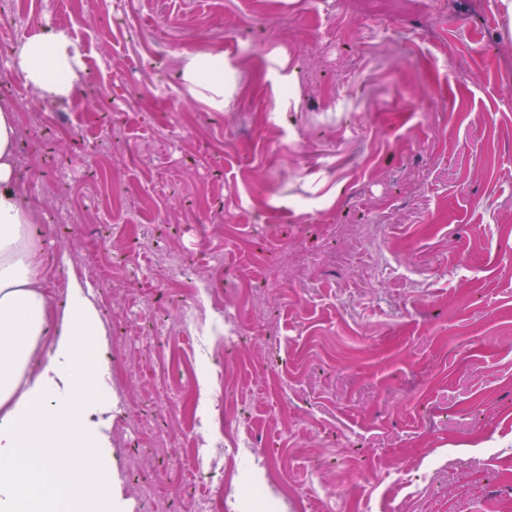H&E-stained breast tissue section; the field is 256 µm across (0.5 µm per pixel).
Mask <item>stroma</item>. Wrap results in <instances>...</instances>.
I'll return each instance as SVG.
<instances>
[{
  "label": "stroma",
  "instance_id": "obj_1",
  "mask_svg": "<svg viewBox=\"0 0 512 512\" xmlns=\"http://www.w3.org/2000/svg\"><path fill=\"white\" fill-rule=\"evenodd\" d=\"M503 25L502 0H80L82 68L52 107L0 53L42 285L57 311L88 287L104 326L120 512H512ZM188 53L223 54L224 110L188 98ZM224 314L246 323L229 345ZM214 356L256 451L221 383L189 426ZM217 444L298 500L239 498L207 472Z\"/></svg>",
  "mask_w": 512,
  "mask_h": 512
}]
</instances>
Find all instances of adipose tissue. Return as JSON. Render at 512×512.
I'll list each match as a JSON object with an SVG mask.
<instances>
[{
    "label": "adipose tissue",
    "mask_w": 512,
    "mask_h": 512,
    "mask_svg": "<svg viewBox=\"0 0 512 512\" xmlns=\"http://www.w3.org/2000/svg\"><path fill=\"white\" fill-rule=\"evenodd\" d=\"M16 63L40 94L72 91L80 54L66 33L25 40ZM185 88L192 98L224 106V57L186 55ZM17 127L0 106V512H112V467L101 452L90 417L112 407L101 383L105 366L81 350L101 335L95 307L80 286L53 315L42 289L33 210L15 187ZM55 333L39 367L32 357L43 336Z\"/></svg>",
    "instance_id": "ef3b65f1"
}]
</instances>
